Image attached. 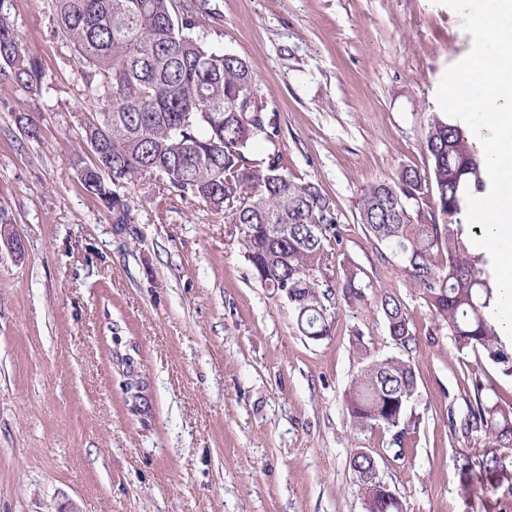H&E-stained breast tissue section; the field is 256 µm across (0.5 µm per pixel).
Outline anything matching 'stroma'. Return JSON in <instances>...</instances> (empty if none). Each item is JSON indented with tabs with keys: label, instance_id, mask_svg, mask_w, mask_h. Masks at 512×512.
<instances>
[{
	"label": "stroma",
	"instance_id": "obj_1",
	"mask_svg": "<svg viewBox=\"0 0 512 512\" xmlns=\"http://www.w3.org/2000/svg\"><path fill=\"white\" fill-rule=\"evenodd\" d=\"M206 44L246 60L280 135L289 175L317 183L339 214L324 277L355 272L359 301L335 293L330 336L296 327L287 300L254 278L235 225L156 180H124L131 223H113L74 157L97 108L51 0H0L41 85L0 80V512H365L350 468L372 449L406 512H512L487 504L451 432L476 396L512 407V377L458 353L401 258L359 224L364 189L423 149L437 90L473 39L439 0H211ZM37 138H29L28 127ZM398 296L416 331L414 422L401 438L355 430L345 393L363 360L402 355L377 299ZM144 380L126 394L117 357ZM482 394H475V386Z\"/></svg>",
	"mask_w": 512,
	"mask_h": 512
}]
</instances>
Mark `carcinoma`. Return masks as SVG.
<instances>
[{
    "label": "carcinoma",
    "instance_id": "cac0c4a2",
    "mask_svg": "<svg viewBox=\"0 0 512 512\" xmlns=\"http://www.w3.org/2000/svg\"><path fill=\"white\" fill-rule=\"evenodd\" d=\"M52 7L86 87L99 101L95 130H83V137L102 140L101 154L85 165L78 159L76 166L84 189L103 203L112 223H132L115 190L120 182L134 175L162 179L181 199L206 204L228 224L246 225L241 238L255 279L288 300L302 335L329 336L325 301L333 286L321 277L337 235L336 206L319 185L290 177L278 151L259 162L247 158L254 142L275 143L278 125L265 104L250 99L256 77L247 62L211 49L198 33L215 18L208 0H52ZM2 76L29 92L39 86L17 31L1 15ZM424 150L441 214L461 213L467 195L484 192V162L451 119L428 120ZM428 192L420 172L405 167L363 191L359 223L404 260L456 350H480L512 376V349L488 318L494 291L468 252L462 224L412 221L408 203ZM439 253L445 258L441 268L434 261ZM378 303L391 340L411 351L415 331L402 301L384 294ZM122 371L125 391L143 390L131 358L122 359ZM417 389L410 359L368 361L346 396L351 424L403 434ZM450 426L467 438L484 436L483 447L459 453V469L479 475L490 493L512 491V462L500 454L512 448V409L486 404L478 385L475 405L463 422ZM350 467L366 512H405L400 496L373 474L369 457L353 455Z\"/></svg>",
    "mask_w": 512,
    "mask_h": 512
}]
</instances>
